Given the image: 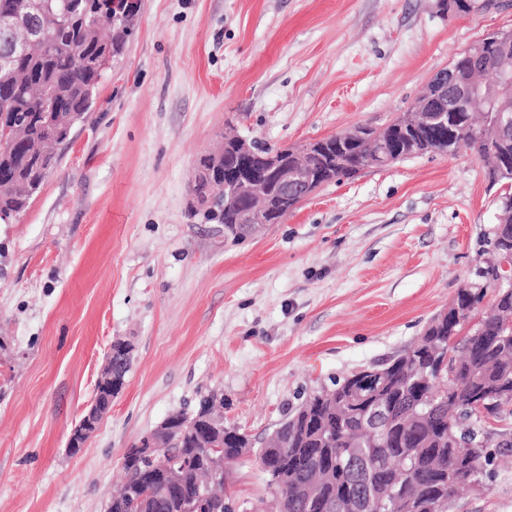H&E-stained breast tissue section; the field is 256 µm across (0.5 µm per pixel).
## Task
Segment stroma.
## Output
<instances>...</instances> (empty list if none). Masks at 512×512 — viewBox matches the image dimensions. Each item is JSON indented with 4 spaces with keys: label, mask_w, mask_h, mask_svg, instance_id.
I'll list each match as a JSON object with an SVG mask.
<instances>
[{
    "label": "stroma",
    "mask_w": 512,
    "mask_h": 512,
    "mask_svg": "<svg viewBox=\"0 0 512 512\" xmlns=\"http://www.w3.org/2000/svg\"><path fill=\"white\" fill-rule=\"evenodd\" d=\"M512 7L438 0H141L85 120L0 224V512H106L127 448L200 392L262 442L311 390L399 355L472 281L497 192L473 154L412 156L324 185L236 240L195 207L223 134L303 145L379 131ZM122 392L78 452L114 341ZM233 512H272L254 453ZM455 512H512V450Z\"/></svg>",
    "instance_id": "1"
}]
</instances>
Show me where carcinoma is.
Wrapping results in <instances>:
<instances>
[{
    "label": "carcinoma",
    "mask_w": 512,
    "mask_h": 512,
    "mask_svg": "<svg viewBox=\"0 0 512 512\" xmlns=\"http://www.w3.org/2000/svg\"><path fill=\"white\" fill-rule=\"evenodd\" d=\"M112 0H0V15L23 12L29 26L11 33L24 45L12 59L11 71H0V128L12 135L0 150V223H8L30 204L54 171L58 158L52 147L59 141L50 127L70 114L84 115L112 58L120 55L129 37L130 16L110 6ZM482 117L464 113L468 125L465 147L488 163L490 186L501 185V158L512 163V136L492 157L484 140L494 109L481 105ZM374 131L320 140L314 154L297 156L295 147L265 148L282 160L307 163L315 173L330 172L335 180L380 167ZM441 140L423 135L418 154L445 152ZM239 206H227L219 214L224 234L239 232ZM502 235L489 232L479 247L507 248L512 243V210L500 217ZM476 278L484 289L462 288L456 300L468 314L431 319L420 339L385 365L388 377L371 396L356 392L360 381L354 372L310 393L278 424L276 430L287 445L277 452L271 437L258 459L271 457L273 476L279 478L275 494L281 498L280 512H315L310 495L329 504L328 512H401L392 509V494L402 490L427 504L423 512H453L458 492L474 480L470 457L474 448H512V437L485 429L484 413L512 414V338L471 344L462 335L465 323L487 294L495 289L491 270L479 268ZM512 322V293L495 294L491 310L480 320L487 336L508 334L502 328ZM448 350L447 368L438 376L430 371L434 351ZM493 393L485 412L469 407L478 393ZM202 429L178 426L168 436L157 462L178 470L181 480L160 493L158 470L153 462L132 446L124 464L125 483L112 495L110 512H181L182 502L197 496L209 485L202 512H231L225 493L226 481L216 482L202 461ZM224 454L225 464L238 460L254 447L251 438L235 429H222L213 436ZM361 448L359 458H342L340 449ZM371 485L374 502L362 507L363 488Z\"/></svg>",
    "instance_id": "carcinoma-1"
}]
</instances>
